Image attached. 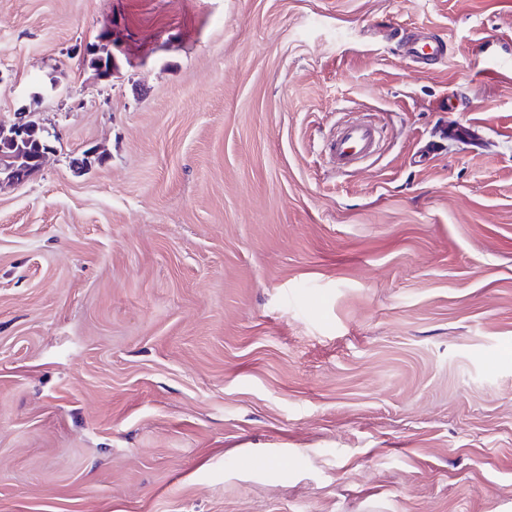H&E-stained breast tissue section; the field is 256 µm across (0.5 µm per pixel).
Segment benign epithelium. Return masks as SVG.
<instances>
[{
  "instance_id": "7a95c632",
  "label": "benign epithelium",
  "mask_w": 512,
  "mask_h": 512,
  "mask_svg": "<svg viewBox=\"0 0 512 512\" xmlns=\"http://www.w3.org/2000/svg\"><path fill=\"white\" fill-rule=\"evenodd\" d=\"M40 137H35V133ZM49 133L26 114L10 127H0V185L24 183L43 167L50 153Z\"/></svg>"
}]
</instances>
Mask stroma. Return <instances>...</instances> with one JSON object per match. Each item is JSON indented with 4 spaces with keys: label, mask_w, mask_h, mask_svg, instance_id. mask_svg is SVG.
Masks as SVG:
<instances>
[{
    "label": "stroma",
    "mask_w": 512,
    "mask_h": 512,
    "mask_svg": "<svg viewBox=\"0 0 512 512\" xmlns=\"http://www.w3.org/2000/svg\"><path fill=\"white\" fill-rule=\"evenodd\" d=\"M507 59L512 0H0L53 147L0 187V512H512ZM401 53L419 69L428 70L445 59L446 47L441 41L423 44L416 38H409L401 44ZM378 140V130L372 124L361 121L346 122L331 140L330 160L336 164V169L346 170L372 155Z\"/></svg>",
    "instance_id": "35a3bbf8"
}]
</instances>
